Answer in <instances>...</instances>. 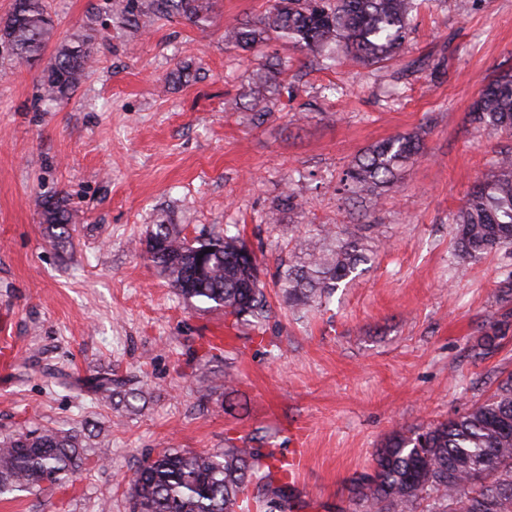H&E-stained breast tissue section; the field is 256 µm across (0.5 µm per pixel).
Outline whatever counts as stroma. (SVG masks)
Instances as JSON below:
<instances>
[{"instance_id": "35a3bbf8", "label": "stroma", "mask_w": 512, "mask_h": 512, "mask_svg": "<svg viewBox=\"0 0 512 512\" xmlns=\"http://www.w3.org/2000/svg\"><path fill=\"white\" fill-rule=\"evenodd\" d=\"M99 2L50 0L56 39ZM267 2L218 0L207 27L101 28L89 78L49 112L35 107L40 67L0 52V438L54 429L85 448L72 481L0 500V512H129L142 455L243 439L285 451L297 425L306 455L292 495L345 512L384 436L445 420L512 376V331L498 351L475 350L512 310V249L461 262L451 222L512 152L511 136L470 121L483 85L512 67V0H422L399 60L329 70L277 42H225L227 24ZM275 55L289 60L279 102L257 119L227 109ZM406 133L422 135L423 153L398 186L363 208L342 199L355 157ZM287 189L301 208L267 223ZM57 193L71 199L65 249L37 206ZM161 222L191 239L240 229L271 304L261 329L198 311L167 284L145 255ZM319 226L365 237L373 256L301 318L276 280ZM226 332L233 343L209 349ZM106 370L141 399L102 400L91 381Z\"/></svg>"}]
</instances>
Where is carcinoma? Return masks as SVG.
<instances>
[{
  "instance_id": "1",
  "label": "carcinoma",
  "mask_w": 512,
  "mask_h": 512,
  "mask_svg": "<svg viewBox=\"0 0 512 512\" xmlns=\"http://www.w3.org/2000/svg\"><path fill=\"white\" fill-rule=\"evenodd\" d=\"M104 13L61 42L43 60L54 28L48 0H12L0 18V45L18 60L45 61L37 103L49 108L80 87L96 62V25L114 21L139 30L153 16L210 22L211 0H105ZM416 0H271L252 23L230 24L225 38L249 50L279 41L336 64L339 55L365 66L396 60L407 42ZM288 59L257 70L249 85L253 106L277 102ZM483 130L512 132V68L497 73L471 110ZM422 137L396 135L358 155L341 179L348 201H376L393 189L420 154ZM46 236L62 246L70 239L69 197L41 199ZM461 259L512 247V155L475 183L451 216ZM321 243L281 263L277 285L295 314L329 299L369 259L364 238L321 229ZM146 241L148 259L182 298L200 311L260 327L269 311L255 254L239 234L194 241L174 224H158ZM105 374L96 381L104 399L140 393ZM77 436L27 431L0 440V497L44 491L68 481L82 467ZM288 463L276 448L233 445L205 453L167 448L137 460L130 482L132 512H288ZM349 512H512V377L481 403L426 427L401 425L375 449L368 471L355 477Z\"/></svg>"
}]
</instances>
